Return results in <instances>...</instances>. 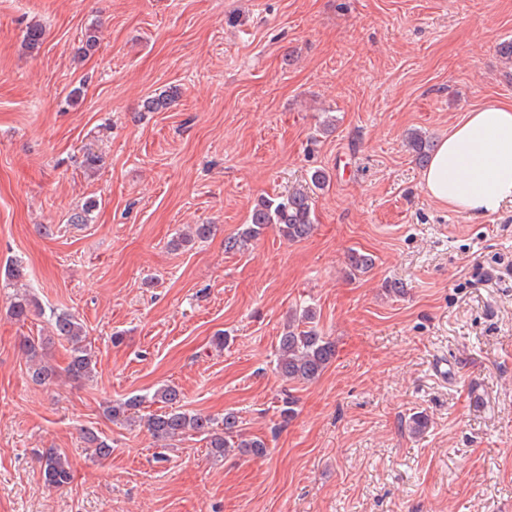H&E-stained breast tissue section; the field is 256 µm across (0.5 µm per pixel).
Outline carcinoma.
I'll use <instances>...</instances> for the list:
<instances>
[{
  "mask_svg": "<svg viewBox=\"0 0 512 512\" xmlns=\"http://www.w3.org/2000/svg\"><path fill=\"white\" fill-rule=\"evenodd\" d=\"M24 42L31 52L39 49L44 42L43 28L36 23L28 26ZM173 97L172 91L152 96L145 101V110L160 112L167 108ZM407 146L420 162L429 161L433 144L421 133H411L407 137ZM309 180L310 186L307 188L260 198L251 210L247 224L236 235L225 239L224 249L228 252H244L269 227L276 228L281 236L292 242L308 238L315 223L314 194L325 187L328 174L323 169H315ZM213 229L211 224H196L172 240L171 246L178 249L195 239H207ZM348 265L353 273H365L373 266V258L369 254L353 251L348 255ZM38 310L39 303L26 293L15 294L10 303V313L19 322L25 321ZM50 319L54 336L68 345L69 359L66 366L59 370L48 358L47 348L52 344V338H24L22 347L27 356V374L30 379L38 385L51 381L61 373L75 383L91 379L96 356L86 343L81 322L67 311H53ZM277 352V374L290 383L304 384L317 380L327 369L336 355V343L318 330L316 312L308 308L288 318L279 336ZM182 400L183 394L178 387L162 385L150 395H132L106 406L104 415L109 420L128 421L131 419V411L139 409L144 403H161L164 411L149 415L147 430L163 448L170 447L172 442L185 436L200 435L208 439L210 454L215 458L222 459L237 453L256 458L267 455V443L260 437L242 433L236 413H224V418L219 422L211 416L182 409ZM82 439L87 447L94 449L98 459L105 460L112 455V442L95 430H83ZM39 462L47 486L61 488L71 483L73 471L66 455L48 449L40 456Z\"/></svg>",
  "mask_w": 512,
  "mask_h": 512,
  "instance_id": "carcinoma-1",
  "label": "carcinoma"
}]
</instances>
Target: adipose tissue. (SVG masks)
Returning a JSON list of instances; mask_svg holds the SVG:
<instances>
[{
  "label": "adipose tissue",
  "mask_w": 512,
  "mask_h": 512,
  "mask_svg": "<svg viewBox=\"0 0 512 512\" xmlns=\"http://www.w3.org/2000/svg\"><path fill=\"white\" fill-rule=\"evenodd\" d=\"M422 183L431 198L471 218L512 202V102L468 112L437 143Z\"/></svg>",
  "instance_id": "obj_1"
}]
</instances>
